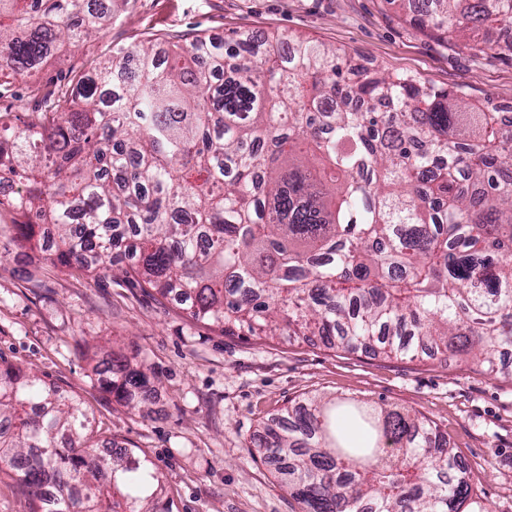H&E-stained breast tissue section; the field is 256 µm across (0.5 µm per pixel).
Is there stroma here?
Wrapping results in <instances>:
<instances>
[{
    "label": "stroma",
    "instance_id": "35a3bbf8",
    "mask_svg": "<svg viewBox=\"0 0 512 512\" xmlns=\"http://www.w3.org/2000/svg\"><path fill=\"white\" fill-rule=\"evenodd\" d=\"M288 32L345 51L371 70L407 72L471 101L512 105V57L421 32L389 0H129L112 25L50 61L7 77L0 112L25 120L30 87L66 84L118 50L174 37L221 42L232 32ZM20 217L0 209V357L79 396L97 438L139 448L173 512H302L253 446L307 396L377 402L433 421L494 512H512V375L438 356L347 354L319 338L227 336L120 275L53 265L10 247ZM143 368L152 398L130 410L100 381L112 355Z\"/></svg>",
    "mask_w": 512,
    "mask_h": 512
}]
</instances>
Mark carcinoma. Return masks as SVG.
I'll return each instance as SVG.
<instances>
[{
	"label": "carcinoma",
	"instance_id": "1",
	"mask_svg": "<svg viewBox=\"0 0 512 512\" xmlns=\"http://www.w3.org/2000/svg\"><path fill=\"white\" fill-rule=\"evenodd\" d=\"M439 40L512 26V0H392ZM112 24V4L0 0V74L32 69ZM195 37L164 67L134 45L66 89L0 113L11 242L50 237L52 263L121 270L226 336H317L387 357L464 355L501 370L512 347V106L470 103L416 75L351 79L346 52L273 33ZM117 403L148 400L114 357ZM258 451L305 512H493L423 417L307 398ZM76 396L0 357V474L29 512H173L134 448L93 452Z\"/></svg>",
	"mask_w": 512,
	"mask_h": 512
}]
</instances>
